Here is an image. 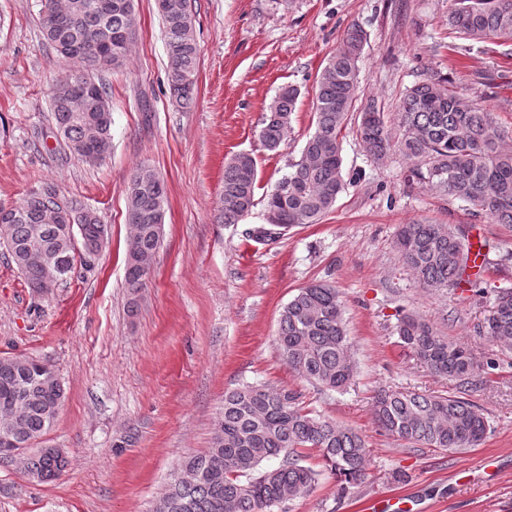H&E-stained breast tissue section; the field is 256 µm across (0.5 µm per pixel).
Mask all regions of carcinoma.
<instances>
[{
  "label": "carcinoma",
  "instance_id": "cac0c4a2",
  "mask_svg": "<svg viewBox=\"0 0 512 512\" xmlns=\"http://www.w3.org/2000/svg\"><path fill=\"white\" fill-rule=\"evenodd\" d=\"M40 24L45 40L73 68L51 96L57 133L70 154L90 164L105 161L112 150V112L107 84L100 76L102 57L112 54L111 69L124 67L135 31L134 0H42ZM168 50V87L176 104L194 102L199 48L188 0H159ZM448 25L472 40H512V0H455ZM367 33L358 25L344 32L340 45L318 76L313 118L301 158L289 166L264 197L265 211L277 215L281 233L318 223L345 190L340 133L359 92V61ZM300 91L282 86L267 107L259 136L270 151L285 140ZM392 140L384 112L374 98L359 113L357 133L377 161L392 148L413 163L410 177L471 204L495 224L512 227V149L508 135L494 125L490 112L448 80L428 71L400 99ZM255 159L239 154L224 167L219 219L237 224L255 205ZM130 236L125 279L131 295L146 287L159 249L167 204V185L155 170L138 165L125 187ZM58 213L73 225L64 237L50 221ZM0 246L28 286L43 291L44 267L29 252L33 229L40 227V247L60 258L62 278L77 266H90L109 228L76 196L52 183L27 194L20 205L0 207ZM394 246L399 260L420 288L440 292L468 288L484 293L481 272L472 265V242L453 224L414 221L398 225ZM399 344L420 367L455 381L446 396L381 390L373 401L381 432L416 447L455 451L478 446L489 423L482 408L465 397L483 381L487 369L468 347L441 336L413 313L399 315ZM475 333L512 351V285L497 286L490 314ZM279 356L301 379L320 391L342 392L352 385L357 362L351 349L339 292L327 281L297 290L283 306L276 336ZM302 394L287 387L246 383L224 394L209 448L178 466L154 512H272L312 492L321 471L306 463L314 449L347 485L364 479L368 446L358 431L303 406ZM65 398L55 366L34 357L0 358V434L19 428L17 443L0 440V460H13L18 448H30L53 426ZM275 461L269 466L267 462ZM23 473L43 482L59 478L70 466L60 448L45 446L20 459Z\"/></svg>",
  "mask_w": 512,
  "mask_h": 512
}]
</instances>
